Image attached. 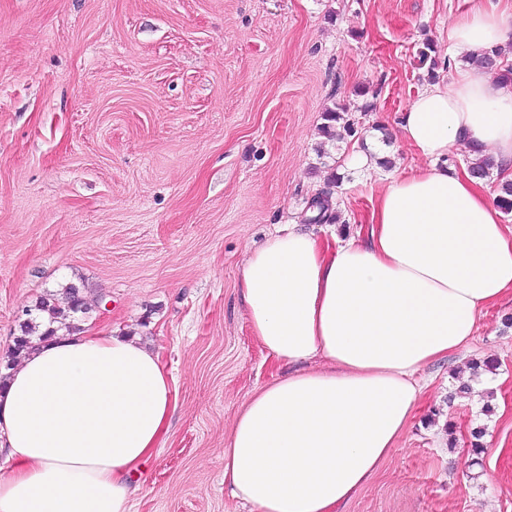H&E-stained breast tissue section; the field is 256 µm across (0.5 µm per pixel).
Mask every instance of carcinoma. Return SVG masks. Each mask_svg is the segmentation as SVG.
Instances as JSON below:
<instances>
[{
	"label": "carcinoma",
	"mask_w": 512,
	"mask_h": 512,
	"mask_svg": "<svg viewBox=\"0 0 512 512\" xmlns=\"http://www.w3.org/2000/svg\"><path fill=\"white\" fill-rule=\"evenodd\" d=\"M435 52L434 43L427 39L422 42L418 55L421 63H429L428 81L435 82L439 79L435 71L436 61L432 58ZM471 62L481 68L495 72L498 79L512 85V63L505 60L504 51L494 48L484 52L479 57L471 59ZM325 123L322 133L329 138L334 137V129L338 126L350 136L357 132L356 122L349 116V108L341 103L334 105L324 114ZM498 207L506 214L512 212V181L506 180L500 184L499 195L496 199ZM310 207L316 210V214L309 219L311 224H333L340 220L338 213L334 212L329 204V194L320 195L311 201ZM64 299L55 298L52 293L40 297L34 309L28 313V318L20 324V335L15 337L13 347L4 368L10 369L15 359L21 354L41 343L48 336L55 333L54 324L71 331L81 330V325L75 323L76 315H86L95 304V301L87 298L79 287L69 284L64 288Z\"/></svg>",
	"instance_id": "carcinoma-1"
}]
</instances>
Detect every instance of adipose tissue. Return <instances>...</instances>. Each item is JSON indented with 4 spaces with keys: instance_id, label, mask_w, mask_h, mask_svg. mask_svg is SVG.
Here are the masks:
<instances>
[{
    "instance_id": "ef3b65f1",
    "label": "adipose tissue",
    "mask_w": 512,
    "mask_h": 512,
    "mask_svg": "<svg viewBox=\"0 0 512 512\" xmlns=\"http://www.w3.org/2000/svg\"><path fill=\"white\" fill-rule=\"evenodd\" d=\"M512 38V14L477 0L449 25L455 56ZM398 127L422 166L389 176L367 240L288 228L248 257L251 331L278 362L236 414L224 484L250 512H338L408 427L420 371L467 347L482 312L512 294V227L448 154L466 144L512 163V88L458 69L418 93ZM174 378L118 333L57 331L0 380V512H132L168 431Z\"/></svg>"
}]
</instances>
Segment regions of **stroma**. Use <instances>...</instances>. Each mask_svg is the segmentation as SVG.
<instances>
[{"mask_svg":"<svg viewBox=\"0 0 512 512\" xmlns=\"http://www.w3.org/2000/svg\"><path fill=\"white\" fill-rule=\"evenodd\" d=\"M472 3L0 0V357L24 310L69 283L96 302L87 328L159 353L177 406L132 512H249L224 490V446L289 367L249 328L245 262L291 224L367 237L384 176L422 163L398 128L429 85L417 48L432 40L452 80L448 26ZM337 103L355 136L321 133ZM359 152L393 165L364 176ZM325 191L339 221L307 223ZM509 316L512 296L423 369L410 425L342 512H512ZM485 359L492 395H457Z\"/></svg>","mask_w":512,"mask_h":512,"instance_id":"35a3bbf8","label":"stroma"}]
</instances>
